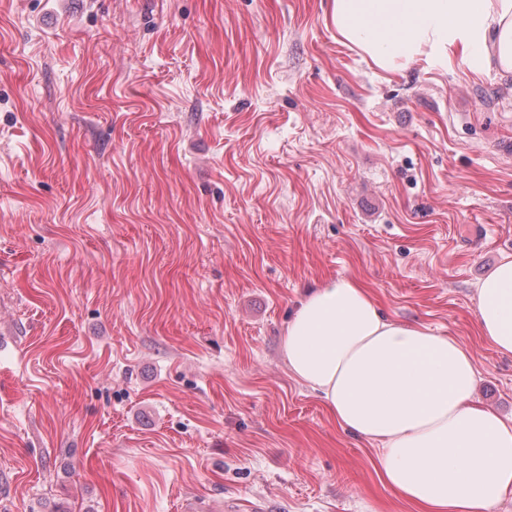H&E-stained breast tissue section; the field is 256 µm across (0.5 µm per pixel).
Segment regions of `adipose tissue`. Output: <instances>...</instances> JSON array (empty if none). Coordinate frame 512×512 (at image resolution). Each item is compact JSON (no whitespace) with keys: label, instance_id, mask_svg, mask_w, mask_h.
I'll use <instances>...</instances> for the list:
<instances>
[{"label":"adipose tissue","instance_id":"ef3b65f1","mask_svg":"<svg viewBox=\"0 0 512 512\" xmlns=\"http://www.w3.org/2000/svg\"><path fill=\"white\" fill-rule=\"evenodd\" d=\"M341 38L383 69L422 54L512 78V0H333ZM480 333L512 355V255L476 289ZM289 373L337 425L376 444L385 483L420 512H493L512 496V419L474 399L471 353L385 317L342 278L311 290L282 339Z\"/></svg>","mask_w":512,"mask_h":512}]
</instances>
